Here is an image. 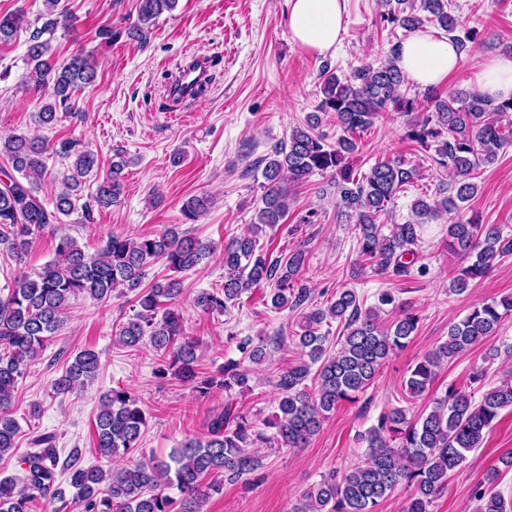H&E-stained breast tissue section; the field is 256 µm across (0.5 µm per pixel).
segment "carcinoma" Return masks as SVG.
Here are the masks:
<instances>
[{
  "mask_svg": "<svg viewBox=\"0 0 512 512\" xmlns=\"http://www.w3.org/2000/svg\"><path fill=\"white\" fill-rule=\"evenodd\" d=\"M43 2V23L29 39L26 61L35 85L49 92L48 102L37 115L40 124L49 125L57 120V107L68 106L80 88L96 82L98 70L94 56L83 51L62 65L51 62L50 39L44 35L67 27L71 16L61 7V0ZM177 2L137 0L135 21L122 29L103 28L98 37L107 43L122 37L144 43L155 20L173 10ZM420 11L418 15L390 8L380 14V20L409 33L437 26L461 45L476 34L470 29L464 40L454 35L459 19L448 13V0H420ZM24 18L22 11L1 14L0 42L11 40ZM399 47L400 43L393 44L385 61L361 66L347 76L337 75L326 64L321 66V99L306 116V128L293 130L287 143L259 159L264 178L262 206L248 232L224 243L223 288L201 290L194 298L201 311L222 315L243 293L267 284L272 309L300 312V332L294 341L301 356L275 376L277 412L273 419L260 423L229 404L213 416L203 436L187 440L165 458L147 456L141 448L148 425L146 413L127 388H113L101 396L95 421L97 452L109 468L84 465L76 448L63 457L56 436L40 434L19 457L23 477L0 479V512H34L37 502L50 512H59L61 507L74 512H204L209 498L222 493L224 481L245 480L262 467L255 449L307 447L336 406L357 400L388 358L407 345L419 318L408 310L384 324L381 314L394 305L392 293H379L377 303L365 308L354 289L340 288L325 307L314 308L310 289L298 280L306 266V251L294 247L288 255L273 259L257 248L265 228L282 223L287 215L290 187L315 173H327L341 214L354 221L357 230L360 261L353 264L351 276L356 278L368 269L399 280L427 273V266L418 264L421 224L387 228L379 223L396 194L417 179L418 167L400 158L381 159L358 178L347 163L358 149L354 135L392 109L409 116L406 137L426 151L434 150L433 161L450 173V182L439 189L441 199L430 203L419 198L413 205L418 217L437 220L476 193L477 171L493 163L507 142L509 129L502 119L512 112V99L495 102L473 89L445 97L430 90V112L416 115L407 78L397 66ZM328 113L334 114L343 132L334 144L326 142L320 132L322 116ZM49 152L70 160L62 189L50 204L41 197L47 172L44 158ZM0 154L10 165L0 171V250L16 256L27 250L39 232L57 229L78 210L90 222L94 210L116 205L123 193L122 174L128 160L118 154L106 176L96 181L94 192L82 195L87 177L99 168V162L94 152L75 140L50 147L22 134L0 135ZM211 204L207 196H194L184 203L182 212L195 221ZM55 240L56 259L34 277L16 278L7 294L0 295V458L16 448L15 388L39 358L45 342L68 320L70 301L78 296L104 303L120 288L123 295H133L132 317L117 329L116 342L132 350L150 344L159 357L158 378H177L203 397L215 389L249 388L250 370L244 363L261 364L264 338L230 335L240 359L205 374L196 365L198 343L184 332L178 274L207 259L213 244L181 230L178 224L135 237L114 233L91 255L69 234L61 232ZM448 247L461 259L448 291L462 294L502 257L512 254V238L503 235L498 224L457 222L448 225ZM158 262L173 276L144 286L147 268ZM511 314L512 294L476 305L451 324L447 339L411 369L405 402L425 396L442 364L484 343ZM331 321L342 325L334 351L329 348L328 334L321 332L323 323ZM99 366V352H79L51 381L53 392L65 395L85 386ZM505 408H512V382L508 380L484 391L478 401L470 392L451 388L419 415L408 407H388L360 434L365 444L362 457L341 473L332 470L321 476L303 494L295 512H378L400 488L408 492L404 512H432L434 500L448 487L450 472L482 446ZM495 480L488 476V486L474 491L482 502L480 512H506L504 500L493 489ZM173 489L179 496L169 494Z\"/></svg>",
  "mask_w": 512,
  "mask_h": 512,
  "instance_id": "cac0c4a2",
  "label": "carcinoma"
}]
</instances>
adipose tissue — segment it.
Masks as SVG:
<instances>
[{"instance_id": "1", "label": "adipose tissue", "mask_w": 512, "mask_h": 512, "mask_svg": "<svg viewBox=\"0 0 512 512\" xmlns=\"http://www.w3.org/2000/svg\"><path fill=\"white\" fill-rule=\"evenodd\" d=\"M288 25L293 38L318 54L335 52L347 0H287ZM461 55L455 42L446 36H416L405 41L397 65L415 83L433 87L454 72ZM479 91L491 99L512 98V56L485 63L475 75Z\"/></svg>"}]
</instances>
